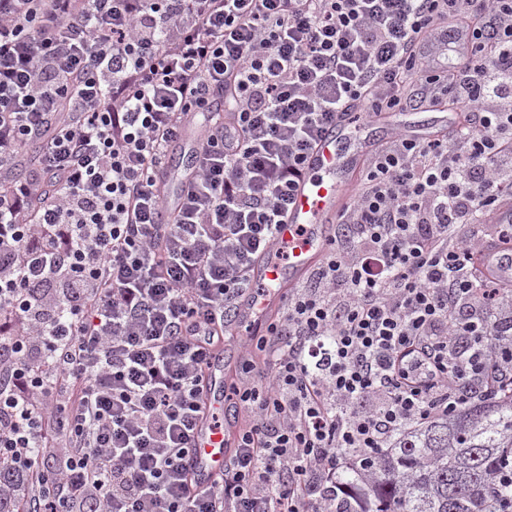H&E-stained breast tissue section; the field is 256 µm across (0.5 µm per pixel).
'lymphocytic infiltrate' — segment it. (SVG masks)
<instances>
[{"label": "lymphocytic infiltrate", "mask_w": 512, "mask_h": 512, "mask_svg": "<svg viewBox=\"0 0 512 512\" xmlns=\"http://www.w3.org/2000/svg\"><path fill=\"white\" fill-rule=\"evenodd\" d=\"M448 22L473 49L440 69ZM443 99L456 126L368 158L249 339L252 420L193 489L208 360L307 152L343 107ZM507 207L512 0H0V512H342L345 461L512 385V281L474 261ZM180 152L171 153L165 170V179L168 182L177 178L179 175L183 178L194 172L197 165V151L195 146H186L183 138L178 143Z\"/></svg>", "instance_id": "1"}]
</instances>
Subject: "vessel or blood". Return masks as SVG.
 Listing matches in <instances>:
<instances>
[{
	"instance_id": "b4317fda",
	"label": "vessel or blood",
	"mask_w": 512,
	"mask_h": 512,
	"mask_svg": "<svg viewBox=\"0 0 512 512\" xmlns=\"http://www.w3.org/2000/svg\"><path fill=\"white\" fill-rule=\"evenodd\" d=\"M452 122V115L446 113L414 121L408 113L398 112L359 128L349 113H337L307 153L305 175L275 232L276 246L287 252L288 259L281 262L263 257L255 262L252 267L255 290L240 298L234 310L235 318L253 322L259 309L271 307L277 301L276 293L269 290L271 284L299 282L321 258L332 238V227L348 200L350 181L369 154L376 130L418 137ZM196 165L195 147L181 146L179 152L170 154L165 177L170 180L188 175ZM224 405V357L218 353L209 360L202 414L194 435L195 448L185 461L190 476L201 488L212 484L224 471L227 458L224 432L214 425L215 420L221 419Z\"/></svg>"
}]
</instances>
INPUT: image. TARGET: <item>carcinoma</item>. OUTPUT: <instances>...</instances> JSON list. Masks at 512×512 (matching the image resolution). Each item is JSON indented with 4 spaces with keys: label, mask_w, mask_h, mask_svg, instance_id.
Returning <instances> with one entry per match:
<instances>
[{
    "label": "carcinoma",
    "mask_w": 512,
    "mask_h": 512,
    "mask_svg": "<svg viewBox=\"0 0 512 512\" xmlns=\"http://www.w3.org/2000/svg\"><path fill=\"white\" fill-rule=\"evenodd\" d=\"M512 393L470 402L396 435L366 469L336 475L348 512H512Z\"/></svg>",
    "instance_id": "1"
}]
</instances>
